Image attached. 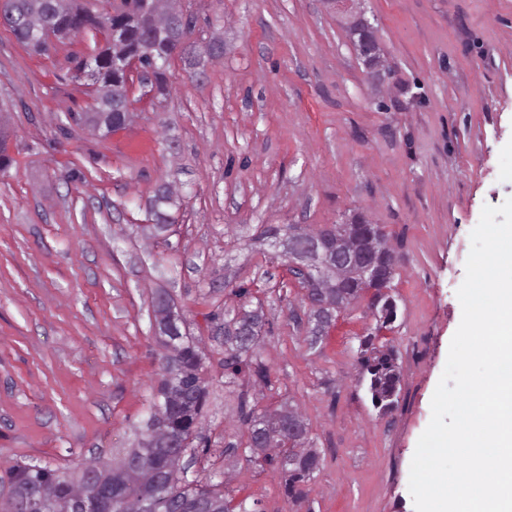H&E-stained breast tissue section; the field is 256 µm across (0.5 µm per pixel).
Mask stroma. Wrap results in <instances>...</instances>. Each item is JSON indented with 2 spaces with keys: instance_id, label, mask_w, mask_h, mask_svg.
<instances>
[{
  "instance_id": "stroma-1",
  "label": "stroma",
  "mask_w": 512,
  "mask_h": 512,
  "mask_svg": "<svg viewBox=\"0 0 512 512\" xmlns=\"http://www.w3.org/2000/svg\"><path fill=\"white\" fill-rule=\"evenodd\" d=\"M193 41L224 42L203 74L173 57L158 94L132 72L124 128L76 125L95 84L78 61L103 34L49 55L0 25V505L10 471L79 476L118 465L149 414L167 295L202 356L206 402L181 463L246 512H414L409 472L462 316L470 234L512 197V0H181ZM365 13L393 80L375 86L347 19ZM172 184L171 224L150 203ZM361 215L397 256L396 319L369 295L309 346L305 290L264 232ZM261 308L250 366L224 367L219 326ZM392 354L390 410L363 359ZM292 406L320 465L287 497L274 462L247 449L243 410ZM172 200L173 191L171 186L169 184L161 185L151 205L152 220L154 221L153 228L157 235L163 233L166 230V224L170 223V217L162 206L171 203Z\"/></svg>"
}]
</instances>
